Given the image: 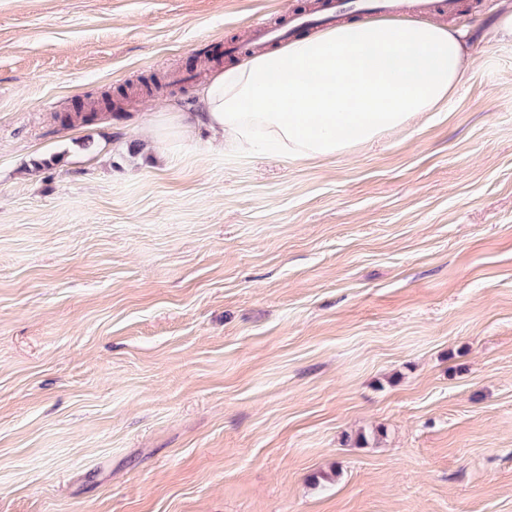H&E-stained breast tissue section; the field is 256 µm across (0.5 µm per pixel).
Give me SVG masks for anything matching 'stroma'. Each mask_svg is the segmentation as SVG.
Wrapping results in <instances>:
<instances>
[{
  "instance_id": "1",
  "label": "stroma",
  "mask_w": 512,
  "mask_h": 512,
  "mask_svg": "<svg viewBox=\"0 0 512 512\" xmlns=\"http://www.w3.org/2000/svg\"><path fill=\"white\" fill-rule=\"evenodd\" d=\"M304 2L0 0V512H512L498 0L446 17L455 98L375 144L285 163L173 126Z\"/></svg>"
}]
</instances>
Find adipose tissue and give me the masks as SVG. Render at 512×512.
<instances>
[{"mask_svg": "<svg viewBox=\"0 0 512 512\" xmlns=\"http://www.w3.org/2000/svg\"><path fill=\"white\" fill-rule=\"evenodd\" d=\"M466 37L431 20L340 22L224 67L179 120L241 152L330 158L448 104L466 77Z\"/></svg>", "mask_w": 512, "mask_h": 512, "instance_id": "1", "label": "adipose tissue"}]
</instances>
